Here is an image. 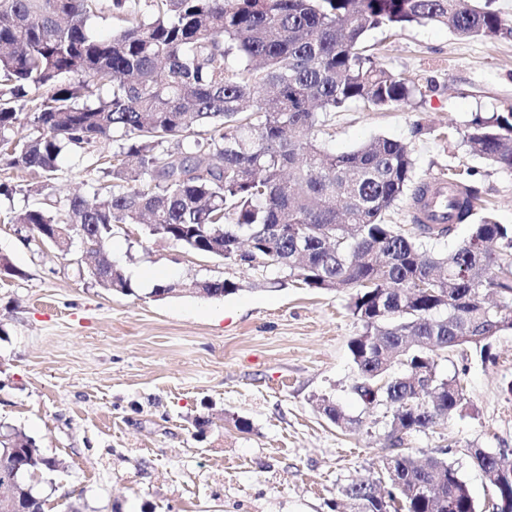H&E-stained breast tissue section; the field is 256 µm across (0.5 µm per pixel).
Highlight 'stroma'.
<instances>
[{
	"label": "stroma",
	"instance_id": "1",
	"mask_svg": "<svg viewBox=\"0 0 512 512\" xmlns=\"http://www.w3.org/2000/svg\"><path fill=\"white\" fill-rule=\"evenodd\" d=\"M384 43L389 68L417 77L423 97L328 116L325 147L408 142L422 182L451 165L472 168L495 221L512 225V174L466 140L475 117L512 110V37L466 39L425 23ZM103 182L89 158L66 156L53 186L59 198L89 196ZM25 203L20 193L0 199V257L17 270L0 276V422L61 462L46 512H333L351 482L385 480L389 415L351 391L348 344L361 326L347 293L307 288L273 266L136 239L124 224L113 226L104 251L133 292L112 293L80 276L82 254L60 256L6 223ZM207 279L240 289L193 294ZM164 281L182 282L185 294L157 299L152 290ZM438 369L458 378L468 403L405 435L403 446L420 458L446 455L482 507L492 489L470 451L512 449V330L486 351L441 354ZM325 396L352 426L326 419ZM239 418L248 430L236 427Z\"/></svg>",
	"mask_w": 512,
	"mask_h": 512
}]
</instances>
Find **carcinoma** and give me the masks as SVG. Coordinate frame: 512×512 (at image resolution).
Instances as JSON below:
<instances>
[{"label":"carcinoma","instance_id":"1","mask_svg":"<svg viewBox=\"0 0 512 512\" xmlns=\"http://www.w3.org/2000/svg\"><path fill=\"white\" fill-rule=\"evenodd\" d=\"M461 0H0V152L43 180L8 217L39 244L75 225L97 244L112 225L144 226L194 254L221 240L227 262L276 266L307 287L349 293L362 331L349 342L352 391L391 413L385 458L392 490L355 482L353 512H477L468 485L443 457L421 461L403 436L464 407L459 380L438 371V352L485 351L482 336L512 329V225L476 217L478 191L448 174L457 196L448 222L416 221L418 234L389 223L409 195L425 199L407 143L377 137L336 154L318 140L324 116L352 104L385 110L423 95L417 79L392 72L367 43L373 30L433 22L461 38L512 36L491 4ZM118 28L107 39L96 18ZM32 133L13 137L19 125ZM471 149L512 172V111L477 117ZM117 143L93 165L112 181L106 196L52 200L59 159ZM471 225L487 243L448 253L426 241ZM109 291H132L102 258ZM338 427L353 420L321 399ZM512 512V449L471 450ZM36 441L0 429V483L17 481L0 512H45L33 481L55 471Z\"/></svg>","mask_w":512,"mask_h":512}]
</instances>
